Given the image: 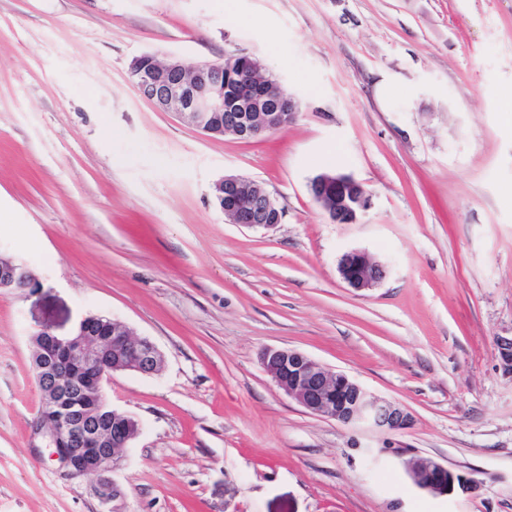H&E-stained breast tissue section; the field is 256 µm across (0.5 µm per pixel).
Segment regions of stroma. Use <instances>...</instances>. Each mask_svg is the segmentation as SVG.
I'll use <instances>...</instances> for the list:
<instances>
[{
    "label": "stroma",
    "instance_id": "1",
    "mask_svg": "<svg viewBox=\"0 0 512 512\" xmlns=\"http://www.w3.org/2000/svg\"><path fill=\"white\" fill-rule=\"evenodd\" d=\"M239 51L299 97L292 124L213 138L128 76ZM319 172L362 182L360 223H330ZM226 174L283 222L228 223ZM352 249L386 266L376 287L341 278ZM0 255L41 282L0 294V512H512V0H0ZM93 313L163 357L104 387L138 424L107 504L32 437V338ZM280 348L412 427L307 412L261 366ZM413 451L471 490L416 487Z\"/></svg>",
    "mask_w": 512,
    "mask_h": 512
}]
</instances>
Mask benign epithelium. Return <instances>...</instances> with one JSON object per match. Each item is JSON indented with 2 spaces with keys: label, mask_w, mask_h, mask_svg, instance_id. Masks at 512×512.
<instances>
[{
  "label": "benign epithelium",
  "mask_w": 512,
  "mask_h": 512,
  "mask_svg": "<svg viewBox=\"0 0 512 512\" xmlns=\"http://www.w3.org/2000/svg\"><path fill=\"white\" fill-rule=\"evenodd\" d=\"M261 62L239 52L222 64L186 66L177 59L161 62L146 54L129 64V77L140 96L164 112H172L190 126L212 134L219 125L240 140H251L269 129L291 124L299 112L297 97L281 89L278 95L258 94L254 81ZM336 193V212L328 219L336 224H356L372 206L362 184L350 175L319 173L309 181V191ZM217 206L232 224L270 229L282 223L284 211L268 193L250 192L249 179L226 175L213 189ZM339 272L356 290L378 285L386 278L384 265L368 253L352 250L342 255ZM41 286L33 270L22 262L0 263V291L25 295ZM36 377L43 407L60 411L57 424L39 417L34 435L42 437L69 477L95 475L104 488L103 501L118 494L106 474L115 471L124 450L137 433V423L125 418L113 446L114 423L104 408L75 409L65 404L60 385L68 389L85 386L72 376V367L86 368L98 394L104 383L119 371L153 375L161 355L152 341L133 335L124 324L105 315L90 314L81 320L74 334L61 337L43 328ZM503 372L512 375V337L499 339ZM265 373L290 399L310 413L340 423L365 426L379 432H398L412 426L411 414L399 404L378 397L347 375L333 372L294 349H267L261 354ZM406 472L428 492L447 493L465 486L464 479L432 457L418 456L405 462Z\"/></svg>",
  "instance_id": "1"
}]
</instances>
